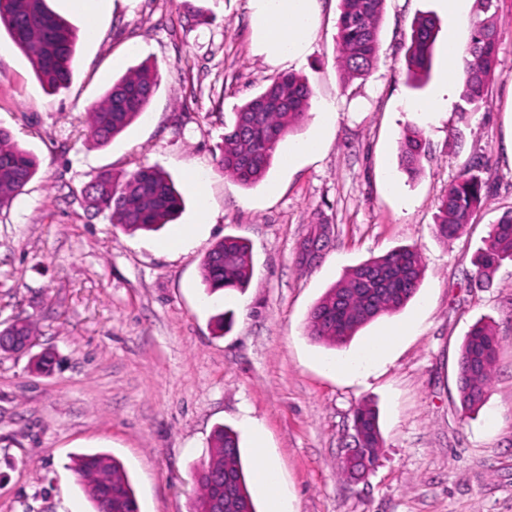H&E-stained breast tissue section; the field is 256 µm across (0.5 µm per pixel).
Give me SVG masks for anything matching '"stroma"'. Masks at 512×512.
Listing matches in <instances>:
<instances>
[{
	"label": "stroma",
	"mask_w": 512,
	"mask_h": 512,
	"mask_svg": "<svg viewBox=\"0 0 512 512\" xmlns=\"http://www.w3.org/2000/svg\"><path fill=\"white\" fill-rule=\"evenodd\" d=\"M47 3L79 35L67 89L46 93L0 34V128L39 163L24 194L0 210V329L23 317L36 338L0 356V512H94L72 459L97 452L121 461L140 512H193L196 473L220 426L239 436L257 512L268 496L256 480L259 446L293 512H512V261L487 279L475 267L492 224L512 211V0L496 2L498 77L479 106L465 105L462 84L443 86L448 41L469 43L475 0H465V25L441 0H384L377 66L354 80L336 62L340 0H318L312 50L292 66L257 54L248 0H109L89 38L84 14L67 0ZM199 8L212 24L196 22ZM422 16L438 33L429 76L414 83L406 51ZM146 61L161 74L146 111L96 144L87 108ZM285 72L309 79L312 106L266 176L240 185L214 161L224 122ZM413 127L426 154L411 177L400 155ZM315 137L317 154L295 155ZM479 159L482 204L444 240L440 199ZM141 167L173 179L184 199L176 220L131 233L87 209L81 190L98 171ZM199 168L209 173L201 185ZM315 224L331 225L333 242L304 268L297 248ZM185 231L187 248L165 250ZM228 235L248 243L253 275L244 292L211 295L201 263ZM399 247L422 265L402 310L343 347L309 336L310 311L328 288ZM480 320L499 353L483 406L467 413L458 356ZM389 332L398 339L368 374L328 369ZM44 354L52 362L40 373L34 360ZM364 403L378 414L383 447L355 482L344 446Z\"/></svg>",
	"instance_id": "obj_1"
}]
</instances>
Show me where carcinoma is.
Here are the masks:
<instances>
[{"label":"carcinoma","mask_w":512,"mask_h":512,"mask_svg":"<svg viewBox=\"0 0 512 512\" xmlns=\"http://www.w3.org/2000/svg\"><path fill=\"white\" fill-rule=\"evenodd\" d=\"M384 0H341L336 53L339 68L349 78L368 76L376 67L380 51V17ZM485 18L460 59L462 97L468 104L488 102L496 77L495 0H476ZM32 62L41 86L56 92L68 86L73 76L76 30L53 13L46 0H0V29ZM436 39L435 23L419 19L407 49V70L416 76L429 69ZM159 69L143 63L112 83L102 99L86 113L87 132L100 145L123 132L147 108L160 85ZM314 92L309 81L295 74H282L259 94L233 112L224 123V137L216 156L218 168L244 186L259 182L269 168L279 142L308 114ZM425 143L413 129L404 138V170L415 174ZM475 162L448 186L442 197L437 233L452 238L460 233L483 199L485 183L474 170ZM37 171L35 158L11 141L0 129V209L14 199ZM90 207L110 214L112 223L127 231H157L180 212L183 197L160 170L139 168L117 177L98 172L83 188ZM512 260V212L503 216L484 241L476 259L478 274L488 276L506 260ZM207 292L242 291L252 277L247 244L226 236L217 242L201 265ZM422 268L417 252L400 248L369 259L351 269L328 289L310 312L309 335L333 346L346 344L355 333L383 315L404 307L416 294ZM34 332L31 323L12 333L0 330V352L15 350L18 338ZM499 339L483 322L472 326L461 347L458 361V391L462 408L477 410L484 400L495 368ZM354 419L363 428V453L368 462L378 461L382 436L376 411L363 404ZM73 470L96 512H139L127 474L119 461L105 454L74 458ZM200 494L196 509L213 512H256L240 462L237 434L230 428L214 432L211 450L197 471Z\"/></svg>","instance_id":"cac0c4a2"}]
</instances>
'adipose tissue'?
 <instances>
[{
  "label": "adipose tissue",
  "mask_w": 512,
  "mask_h": 512,
  "mask_svg": "<svg viewBox=\"0 0 512 512\" xmlns=\"http://www.w3.org/2000/svg\"><path fill=\"white\" fill-rule=\"evenodd\" d=\"M257 50L274 64L296 63L309 53L317 0H248Z\"/></svg>",
  "instance_id": "1"
}]
</instances>
